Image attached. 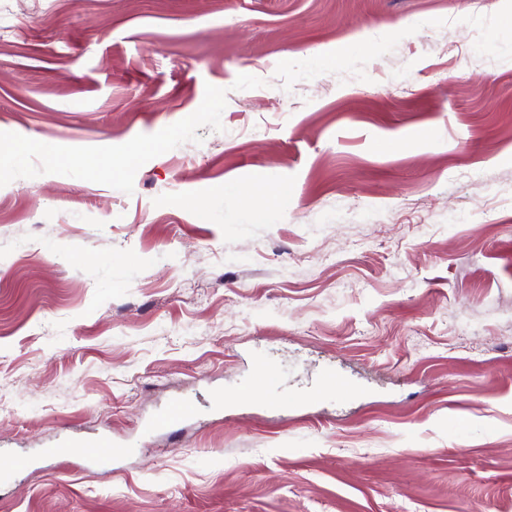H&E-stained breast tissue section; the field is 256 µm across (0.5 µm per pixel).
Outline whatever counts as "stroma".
Listing matches in <instances>:
<instances>
[{
    "label": "stroma",
    "mask_w": 512,
    "mask_h": 512,
    "mask_svg": "<svg viewBox=\"0 0 512 512\" xmlns=\"http://www.w3.org/2000/svg\"><path fill=\"white\" fill-rule=\"evenodd\" d=\"M508 8L0 0V512H512ZM250 386L261 387L267 392L265 403L272 407H280L281 399L277 397L280 389V375L278 369L265 358H258L253 366L248 381ZM336 393L345 397H354L358 393V389L347 377L338 373L327 372L314 387L308 390L306 396L311 399H322L331 397ZM195 412L196 409L191 403L187 401H174L145 425L144 433H174L176 429L192 417ZM135 451L136 448L132 446L115 448L111 438L100 435L62 441L55 448H48L46 456L51 459L80 457L94 463L106 473H111L110 466L113 458L132 455Z\"/></svg>",
    "instance_id": "1"
}]
</instances>
